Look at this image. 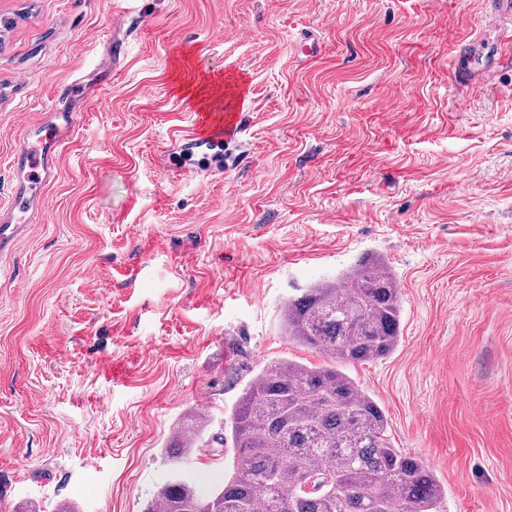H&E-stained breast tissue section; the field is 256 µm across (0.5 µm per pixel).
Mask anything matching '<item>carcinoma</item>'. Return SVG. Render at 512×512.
Returning <instances> with one entry per match:
<instances>
[{"instance_id":"cac0c4a2","label":"carcinoma","mask_w":512,"mask_h":512,"mask_svg":"<svg viewBox=\"0 0 512 512\" xmlns=\"http://www.w3.org/2000/svg\"><path fill=\"white\" fill-rule=\"evenodd\" d=\"M283 318L288 340L329 363L282 359L248 381L228 427L236 470L208 494L182 468L207 426L188 413L167 451L172 476L144 512H438L443 490L433 471L391 444L379 402L342 370L399 345L391 269L363 258L288 299Z\"/></svg>"}]
</instances>
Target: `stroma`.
I'll return each mask as SVG.
<instances>
[{
	"label": "stroma",
	"instance_id": "1",
	"mask_svg": "<svg viewBox=\"0 0 512 512\" xmlns=\"http://www.w3.org/2000/svg\"><path fill=\"white\" fill-rule=\"evenodd\" d=\"M492 0H0V202L20 128L74 112L0 254V512H143L181 417L224 432L265 365L324 358L281 307L358 260L401 339L347 366L441 512H512V67ZM247 76L223 167L186 83ZM231 446L195 448L210 490Z\"/></svg>",
	"mask_w": 512,
	"mask_h": 512
}]
</instances>
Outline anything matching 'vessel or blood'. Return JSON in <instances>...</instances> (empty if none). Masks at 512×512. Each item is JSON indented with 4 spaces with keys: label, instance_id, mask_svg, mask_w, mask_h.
I'll use <instances>...</instances> for the list:
<instances>
[{
    "label": "vessel or blood",
    "instance_id": "b4317fda",
    "mask_svg": "<svg viewBox=\"0 0 512 512\" xmlns=\"http://www.w3.org/2000/svg\"><path fill=\"white\" fill-rule=\"evenodd\" d=\"M76 116H68L64 126L38 123L24 127L23 143L15 151L11 168L14 173L12 195L0 205V244L9 240L11 229L21 228L31 220L35 201L57 175V151L63 138L73 134ZM244 128L230 113L199 112L194 119L193 140L196 148L212 150L239 139Z\"/></svg>",
    "mask_w": 512,
    "mask_h": 512
}]
</instances>
